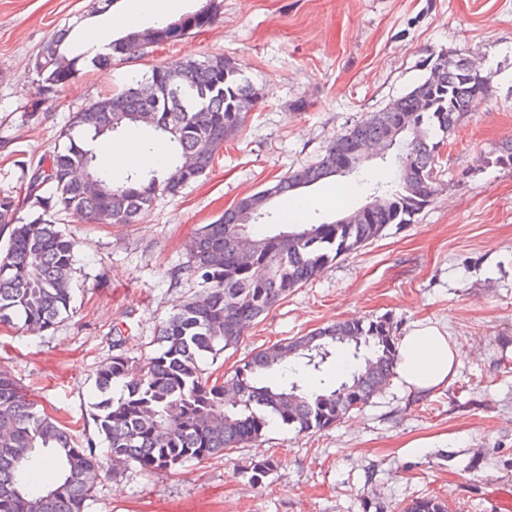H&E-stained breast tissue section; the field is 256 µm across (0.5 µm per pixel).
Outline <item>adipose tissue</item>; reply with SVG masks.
<instances>
[{
    "mask_svg": "<svg viewBox=\"0 0 512 512\" xmlns=\"http://www.w3.org/2000/svg\"><path fill=\"white\" fill-rule=\"evenodd\" d=\"M455 359L446 332L419 324L401 339L397 377L410 390L427 392L447 384Z\"/></svg>",
    "mask_w": 512,
    "mask_h": 512,
    "instance_id": "1",
    "label": "adipose tissue"
}]
</instances>
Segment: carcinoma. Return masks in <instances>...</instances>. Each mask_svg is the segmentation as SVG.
Masks as SVG:
<instances>
[{
  "label": "carcinoma",
  "mask_w": 512,
  "mask_h": 512,
  "mask_svg": "<svg viewBox=\"0 0 512 512\" xmlns=\"http://www.w3.org/2000/svg\"><path fill=\"white\" fill-rule=\"evenodd\" d=\"M222 8V0H206L181 16L183 25L131 31L89 61L83 53L69 55L73 27L64 26L35 59L39 94L57 96L86 61L103 66L141 59L152 47L178 42L212 23ZM489 90L490 76L467 59L434 54L421 82L337 135L317 162L240 198L202 226L180 273L200 276L208 290L179 304L161 325L160 350L139 377L132 378L122 352L96 373L100 392L123 387L119 399L96 404L106 452L148 472L172 471L253 442L273 421L316 433L367 404L395 376L399 361L396 327L386 316L336 322L258 348L225 379L204 376L197 360L218 346L237 348L251 325L339 256L381 237L391 224L413 223L440 190L444 140L436 134L454 130ZM262 98L243 64L218 54L154 65L73 113L61 132L63 145L46 158L50 168L31 172L23 197H0V234L9 231L0 256V323L19 319L44 331L69 311L75 242L57 228L59 211L96 224L136 223L157 196H175L204 175ZM134 130L147 133L143 150H163L164 161L116 179L99 164L92 143L102 136L117 143ZM374 141L392 149L389 179L362 166L364 148ZM346 175L377 193L375 207L332 222L278 224L253 233L250 250L239 249L240 210H251L262 226L272 198ZM26 205L41 213L31 220L19 216ZM274 465L271 457L254 460L242 475L257 485ZM97 466L93 446L79 445L57 416L38 408L0 370V512H85L94 491L87 475ZM399 512H448V502L422 496Z\"/></svg>",
  "instance_id": "cac0c4a2"
}]
</instances>
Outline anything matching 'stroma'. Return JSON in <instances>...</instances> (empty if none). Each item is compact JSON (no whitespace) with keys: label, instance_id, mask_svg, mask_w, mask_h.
I'll return each instance as SVG.
<instances>
[{"label":"stroma","instance_id":"stroma-1","mask_svg":"<svg viewBox=\"0 0 512 512\" xmlns=\"http://www.w3.org/2000/svg\"><path fill=\"white\" fill-rule=\"evenodd\" d=\"M90 0H0V196L27 184L73 114L151 66L221 54L242 63L263 93L212 170L175 197H158L137 223L59 227L77 242L71 310L50 330L0 323V369L93 443L99 478L86 512H397L431 493L450 512H512V168L496 164L512 139V0H223L218 21L143 59L84 64L58 97L40 102L34 58L53 31L80 21L113 25L135 0L106 12ZM478 57L489 97L441 150L442 187L414 223L340 256L252 325L238 351L204 354L207 373H230L258 346L332 322L389 316L398 335L419 322L448 333L458 363L429 393L391 383L327 430L273 423L256 442L185 464L177 473L114 465L94 421L96 372L114 348L145 366L176 305L202 294L174 280L197 228L243 196L312 164L340 133L417 85L431 54ZM336 179L274 198L275 224L333 221L361 207L355 188L337 208ZM121 345H114L115 331ZM273 457L261 485L240 466Z\"/></svg>","mask_w":512,"mask_h":512}]
</instances>
